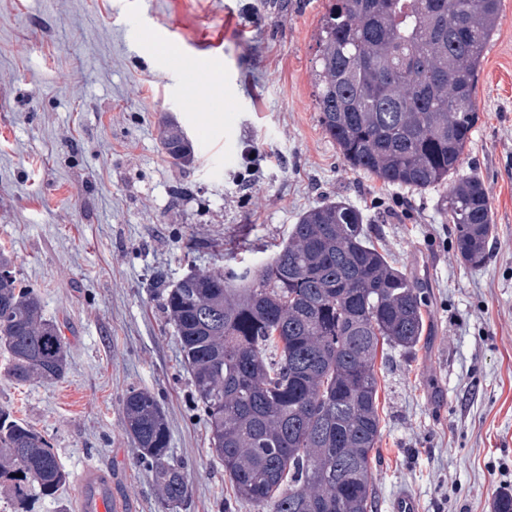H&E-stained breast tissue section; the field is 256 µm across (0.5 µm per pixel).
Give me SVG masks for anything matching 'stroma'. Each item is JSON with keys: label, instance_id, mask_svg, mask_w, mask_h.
I'll use <instances>...</instances> for the list:
<instances>
[{"label": "stroma", "instance_id": "obj_1", "mask_svg": "<svg viewBox=\"0 0 512 512\" xmlns=\"http://www.w3.org/2000/svg\"><path fill=\"white\" fill-rule=\"evenodd\" d=\"M326 0H0V249L39 294L68 348L64 379L18 385L0 407L44 433L70 474L34 512H79L86 465L111 474L121 512H161L152 469L125 431L128 389L153 391L189 478L175 512H256L213 455L161 297L170 281L272 254L305 211L361 210L375 245L425 290L417 350L377 362L382 433L373 512L399 492L421 512H493L512 482V0L485 50L479 121L461 175L487 190L482 268L456 253L446 190L388 186L353 170L321 126L314 60ZM172 29L176 41L159 42ZM206 63L230 154L193 140L182 171L162 118L192 134L193 88L176 50Z\"/></svg>", "mask_w": 512, "mask_h": 512}]
</instances>
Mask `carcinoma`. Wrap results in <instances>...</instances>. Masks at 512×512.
<instances>
[{
	"instance_id": "carcinoma-1",
	"label": "carcinoma",
	"mask_w": 512,
	"mask_h": 512,
	"mask_svg": "<svg viewBox=\"0 0 512 512\" xmlns=\"http://www.w3.org/2000/svg\"><path fill=\"white\" fill-rule=\"evenodd\" d=\"M501 0H328L316 59L326 135L357 170L386 185L446 186L458 256L487 261L493 231L482 183L459 175L479 120L475 93ZM178 168L194 151L166 125ZM361 211L336 200L302 214L265 261L190 273L163 297L191 374L210 448L234 498L257 512H372L381 437L376 362L384 346L412 350L426 331L422 287L370 241ZM0 349L18 384L65 377L68 353L41 299L0 250ZM126 431L153 470L160 508L188 496L170 454L162 406L129 390ZM69 473L51 442L0 408V487L14 512L31 488L52 497Z\"/></svg>"
}]
</instances>
